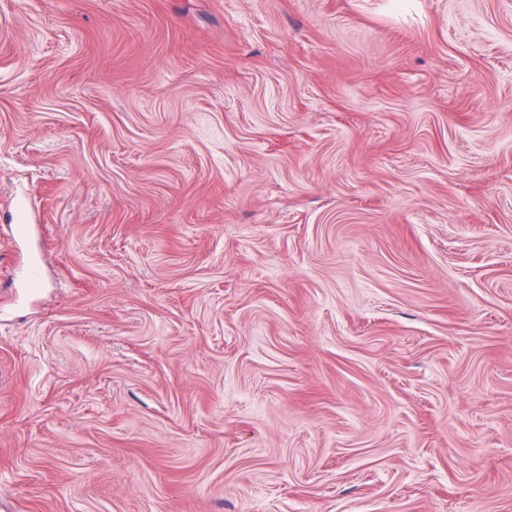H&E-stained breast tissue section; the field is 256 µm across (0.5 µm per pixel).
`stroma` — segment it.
Masks as SVG:
<instances>
[{"mask_svg": "<svg viewBox=\"0 0 512 512\" xmlns=\"http://www.w3.org/2000/svg\"><path fill=\"white\" fill-rule=\"evenodd\" d=\"M0 503L512 512V0H0Z\"/></svg>", "mask_w": 512, "mask_h": 512, "instance_id": "1", "label": "stroma"}]
</instances>
